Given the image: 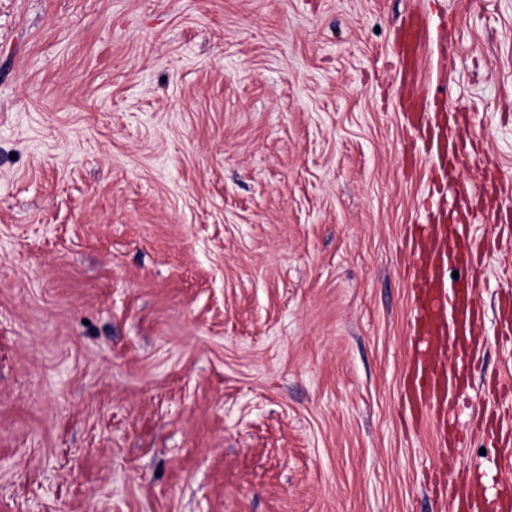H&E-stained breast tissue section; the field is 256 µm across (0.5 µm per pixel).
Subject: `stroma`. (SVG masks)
<instances>
[{
  "instance_id": "stroma-1",
  "label": "stroma",
  "mask_w": 512,
  "mask_h": 512,
  "mask_svg": "<svg viewBox=\"0 0 512 512\" xmlns=\"http://www.w3.org/2000/svg\"><path fill=\"white\" fill-rule=\"evenodd\" d=\"M472 115L439 160L405 106ZM454 27L453 53L444 51ZM512 233V0H0V512H453L504 475L512 251L462 444L405 397L420 225ZM448 495L463 506L464 512H481L487 510L486 500L477 495L470 482H460L448 487Z\"/></svg>"
}]
</instances>
